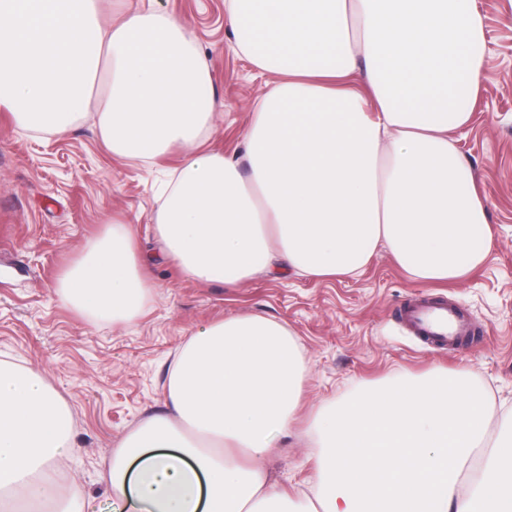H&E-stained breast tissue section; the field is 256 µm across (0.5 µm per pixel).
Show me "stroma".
Here are the masks:
<instances>
[{
	"mask_svg": "<svg viewBox=\"0 0 512 512\" xmlns=\"http://www.w3.org/2000/svg\"><path fill=\"white\" fill-rule=\"evenodd\" d=\"M182 20L207 65L213 117L204 149L243 152L255 100L272 82L234 46L224 0H151ZM487 37L481 90L469 126L457 133L487 208L493 243L469 276L430 286L411 280L385 249L355 276L259 274L235 285L199 282L172 263L151 267L143 312L127 324L91 322L56 293L62 271L111 219L123 221L136 252L156 250L159 189L183 159L172 148L154 162L113 156L96 124L103 95L95 85L87 115L62 134L23 130L0 108V358L45 371L74 417L76 460L60 486H77L92 512H108L98 478L138 421L166 410L169 364L196 329L235 315L259 314L288 327L308 372L300 413L344 401L360 386L469 368L493 402L488 436L512 410V0H477ZM453 303L475 330L456 349L428 344L401 320L421 297ZM279 484L302 486L313 474L302 439L292 435L267 462Z\"/></svg>",
	"mask_w": 512,
	"mask_h": 512,
	"instance_id": "1",
	"label": "stroma"
}]
</instances>
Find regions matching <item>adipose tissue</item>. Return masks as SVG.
<instances>
[{
	"mask_svg": "<svg viewBox=\"0 0 512 512\" xmlns=\"http://www.w3.org/2000/svg\"><path fill=\"white\" fill-rule=\"evenodd\" d=\"M226 5L237 51L275 76L244 133L247 169L198 150L209 70L184 25L145 6L105 27L97 0H0V106L22 128L65 132L106 70L97 115L110 152L186 153L155 224L160 258L195 280L352 275L380 247L421 283L475 270L493 236L453 139L481 89L475 0ZM139 266L113 222L58 294L91 321H132L149 288ZM306 372L271 318L198 330L170 367L167 414L127 434L101 474L111 512H512V433L484 447L491 403L467 368L319 407L306 432L314 479L281 490L266 462ZM73 427L39 369L0 360V512H86L79 489L59 490Z\"/></svg>",
	"mask_w": 512,
	"mask_h": 512,
	"instance_id": "adipose-tissue-1",
	"label": "adipose tissue"
}]
</instances>
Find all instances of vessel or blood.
<instances>
[{
	"instance_id": "b4317fda",
	"label": "vessel or blood",
	"mask_w": 512,
	"mask_h": 512,
	"mask_svg": "<svg viewBox=\"0 0 512 512\" xmlns=\"http://www.w3.org/2000/svg\"><path fill=\"white\" fill-rule=\"evenodd\" d=\"M404 314L416 335L443 346H457L472 332L469 320L455 307L429 298L407 303Z\"/></svg>"
}]
</instances>
